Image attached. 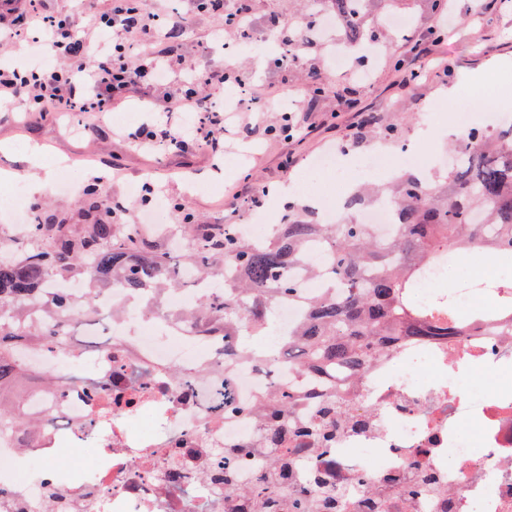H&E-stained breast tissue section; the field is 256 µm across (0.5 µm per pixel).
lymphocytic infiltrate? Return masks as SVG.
Here are the masks:
<instances>
[{
	"instance_id": "obj_1",
	"label": "lymphocytic infiltrate",
	"mask_w": 512,
	"mask_h": 512,
	"mask_svg": "<svg viewBox=\"0 0 512 512\" xmlns=\"http://www.w3.org/2000/svg\"><path fill=\"white\" fill-rule=\"evenodd\" d=\"M128 0H110L106 13L74 19L71 15L47 14L40 0H29L28 9L16 19L0 23V40L18 39L31 27L45 28L55 49L56 63L21 70L0 67V103L10 104L26 96L30 109L42 114L53 112H104L126 99L137 88L165 87L171 69L161 56H153L150 64L131 62L128 34L150 31L160 17L163 0H149L138 12L131 11ZM87 54L88 59L72 67L59 66L62 58ZM208 71L189 72L176 95L167 97L162 106L166 112H191L198 121L192 134L170 127L139 128L134 137L169 152H183L197 144L220 154L224 151V110L207 106L199 92L201 85L211 83Z\"/></svg>"
}]
</instances>
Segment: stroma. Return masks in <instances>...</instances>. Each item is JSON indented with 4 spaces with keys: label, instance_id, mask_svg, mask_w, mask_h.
I'll use <instances>...</instances> for the list:
<instances>
[{
    "label": "stroma",
    "instance_id": "35a3bbf8",
    "mask_svg": "<svg viewBox=\"0 0 512 512\" xmlns=\"http://www.w3.org/2000/svg\"><path fill=\"white\" fill-rule=\"evenodd\" d=\"M487 2L455 0V28L434 50L447 57L450 72L430 62L425 78L412 82L408 75L415 63L407 49L415 40L429 38L441 23L440 13L427 0H398L383 7V15L405 16L411 25L386 28L381 51L363 79L340 76L333 67L337 31L324 23L321 0H224L220 15L198 11L192 0H168L167 13L157 23L156 46L176 58L173 80L190 69L230 74L228 82L215 80L202 87V95L212 102L222 101L241 83L277 90L275 99L252 114L251 132L230 128L219 156L201 147L164 154L133 145L129 132L158 119L149 96L138 93L114 105L112 123L101 134L94 130L91 115L85 116L77 135L64 116L42 117L21 101L0 107V144H11L19 152L34 145L49 147L53 159L27 170L26 176L47 174L51 183L27 201L39 213L70 224L85 221L79 194L62 186L70 176L93 189L100 215L112 210L117 220L132 224L158 201L178 206L200 224H250L262 214L274 215L282 224L290 205L277 201L276 188L296 185L305 176L310 194H335L346 170H312L320 156L342 151L359 158L424 136L436 150L435 167L443 168L448 164L447 116L455 112L457 99L467 97L470 112L480 122L512 116V71L494 69L501 58L512 57V11L488 8ZM239 10L251 23L248 35L228 29L223 39L214 40L224 14ZM478 69L490 73L481 85L472 81ZM319 73L325 77L326 93L304 102L301 91ZM288 118L304 132L302 143L291 146L274 135V128ZM291 157L296 160L292 167L287 164ZM234 189L249 194L248 203H229L226 196Z\"/></svg>",
    "mask_w": 512,
    "mask_h": 512
}]
</instances>
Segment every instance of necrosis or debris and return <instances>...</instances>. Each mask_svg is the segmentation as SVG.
<instances>
[{"label": "necrosis or debris", "mask_w": 512, "mask_h": 512, "mask_svg": "<svg viewBox=\"0 0 512 512\" xmlns=\"http://www.w3.org/2000/svg\"><path fill=\"white\" fill-rule=\"evenodd\" d=\"M433 162L419 143L371 153L361 168L424 170ZM449 267L442 258L421 273L417 304L496 309L512 296L505 287L512 271L497 258L478 271L460 267L451 292L444 287ZM99 304L122 311L107 345L23 353L52 384L27 396L29 416L44 424L31 444L0 436V512H41L49 498L56 512H224V496L207 478L212 451L250 445L261 420L218 414L215 391L232 383L239 400L252 404L291 384V368L242 362L228 374L223 337L146 314L120 288ZM175 367L200 376L181 386L170 374ZM506 368L512 369L510 324L484 335L428 336L393 349L366 373L340 375L335 393L355 408L360 424L345 429L329 452L307 455L293 488L306 486L311 467L320 491L343 493L340 512H512V385L481 399L467 390L475 371ZM468 426L478 430L484 454H475L463 435ZM64 449L77 477L71 485L57 468ZM429 472L436 475L434 493L407 498V483ZM368 482L378 496L367 494Z\"/></svg>", "instance_id": "1"}]
</instances>
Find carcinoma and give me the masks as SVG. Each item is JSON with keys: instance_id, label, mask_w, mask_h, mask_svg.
Returning a JSON list of instances; mask_svg holds the SVG:
<instances>
[{"instance_id": "carcinoma-1", "label": "carcinoma", "mask_w": 512, "mask_h": 512, "mask_svg": "<svg viewBox=\"0 0 512 512\" xmlns=\"http://www.w3.org/2000/svg\"><path fill=\"white\" fill-rule=\"evenodd\" d=\"M375 2L325 0L350 46L376 38L370 23ZM453 153L462 160L437 184L404 174L394 185L368 193L370 200L394 208L396 222L387 237L378 236L370 224H315L302 210L288 223L272 225L261 241L244 237L231 224H181L184 248L171 253L137 225L97 216L93 198L83 201L92 223L82 234L65 232V224L53 217L36 219L22 258L0 259V430L11 427L28 440L33 429L20 403L10 399L16 386L36 378L19 359L23 346L59 344L69 324L91 312L90 299L100 295L101 284L143 292L158 309L163 290L179 286L185 265L215 280L218 290L199 296L190 313L168 318L188 317L200 335L227 338L226 373L241 359L277 360L240 335L246 324L253 335L263 334L282 301L301 304L305 313L288 332V359L301 376L333 368L363 373L400 344L424 336H463L475 327L511 321L512 303L497 314L482 315L459 312L451 304L427 308L411 302L421 272L445 255L471 250L512 255V125L494 135L473 128L457 140ZM316 243L330 255L327 270L314 265ZM304 267L327 281L326 293L303 294L294 270ZM57 282L78 284L80 299L52 287ZM307 399L316 402L308 428L286 427L284 418ZM217 408L226 417L255 409L265 415L254 444L214 449L219 460L212 477L224 484V512H237L240 503L247 512H284L290 504L307 512H336L332 494L288 497L303 449L283 444L303 432L320 442L336 438L339 413L353 415L347 403L287 386L260 398L256 407L243 406L226 380ZM255 456L267 457L270 479L243 491L234 483V471Z\"/></svg>"}]
</instances>
